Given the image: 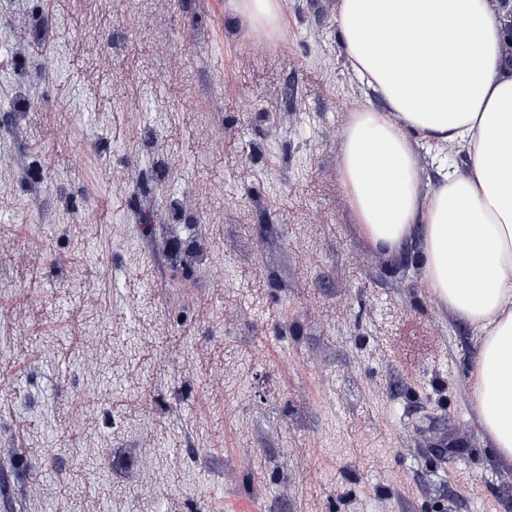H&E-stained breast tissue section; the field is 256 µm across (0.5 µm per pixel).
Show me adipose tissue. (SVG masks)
<instances>
[{
    "label": "adipose tissue",
    "mask_w": 512,
    "mask_h": 512,
    "mask_svg": "<svg viewBox=\"0 0 512 512\" xmlns=\"http://www.w3.org/2000/svg\"><path fill=\"white\" fill-rule=\"evenodd\" d=\"M347 62L386 110L346 132L341 178L359 231L394 253L421 229L420 268L441 308L467 321L477 356L469 407L512 465V0H336ZM466 151L429 192L414 146Z\"/></svg>",
    "instance_id": "ef3b65f1"
}]
</instances>
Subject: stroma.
<instances>
[{"label":"stroma","instance_id":"stroma-1","mask_svg":"<svg viewBox=\"0 0 512 512\" xmlns=\"http://www.w3.org/2000/svg\"><path fill=\"white\" fill-rule=\"evenodd\" d=\"M335 7H0V512H512L421 232L354 222L344 134L384 103ZM238 5V11L246 17L252 25L264 28L275 21L281 10L282 1L240 0L238 1Z\"/></svg>","mask_w":512,"mask_h":512}]
</instances>
